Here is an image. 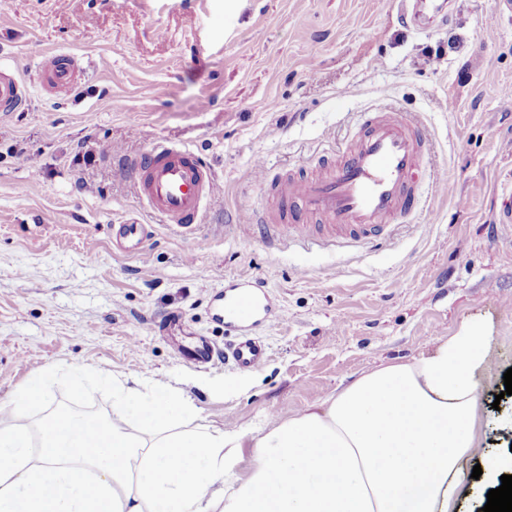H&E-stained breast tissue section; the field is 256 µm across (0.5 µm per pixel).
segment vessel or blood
Listing matches in <instances>:
<instances>
[{"mask_svg": "<svg viewBox=\"0 0 512 512\" xmlns=\"http://www.w3.org/2000/svg\"><path fill=\"white\" fill-rule=\"evenodd\" d=\"M43 87L59 94L75 88V59L65 52L45 53L38 64ZM26 100V88L17 71L0 70V114L9 115ZM428 143L422 129L403 111L375 108L365 113L353 144L336 163L318 175L288 173L269 181L265 163H258L254 178L270 191L278 210L302 204L324 218L323 227L312 224H278L273 214L244 212L243 222L261 224L267 238L281 232L311 242L333 241L346 245L380 244L391 224L411 214L423 194L415 174L424 164ZM141 200L166 223L191 227L205 202L216 192L208 162L200 155L163 140L152 141L141 156L123 161ZM147 231L142 224H118L112 236L125 251H139ZM270 308L266 286L255 279H238L224 294V325L237 329V339L218 348L200 337L189 358L207 365L224 359L242 371L259 369L267 359L265 344L250 336L253 327L279 321Z\"/></svg>", "mask_w": 512, "mask_h": 512, "instance_id": "b4317fda", "label": "vessel or blood"}]
</instances>
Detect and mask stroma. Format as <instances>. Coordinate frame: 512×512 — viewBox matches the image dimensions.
I'll return each instance as SVG.
<instances>
[{
	"mask_svg": "<svg viewBox=\"0 0 512 512\" xmlns=\"http://www.w3.org/2000/svg\"><path fill=\"white\" fill-rule=\"evenodd\" d=\"M0 0V67L18 69L24 111L0 119V405L39 371L159 378L204 423L287 419L318 397L413 360L463 323L486 329L476 373L477 449L458 465L457 512H475V465L512 464V0H450L445 20L407 25L400 0ZM78 60L67 96L40 85L42 54ZM424 128L422 197L383 247L285 240L267 247L243 208L275 209L255 182L328 167L371 108ZM160 138L197 152L218 184L192 231L141 201L109 154ZM147 225L141 252L116 224ZM262 280L286 321L254 335L268 357L243 372L173 349L231 343L229 281ZM53 403L107 414L112 396L60 380Z\"/></svg>",
	"mask_w": 512,
	"mask_h": 512,
	"instance_id": "stroma-1",
	"label": "stroma"
}]
</instances>
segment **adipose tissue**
I'll return each instance as SVG.
<instances>
[{"instance_id": "adipose-tissue-1", "label": "adipose tissue", "mask_w": 512, "mask_h": 512, "mask_svg": "<svg viewBox=\"0 0 512 512\" xmlns=\"http://www.w3.org/2000/svg\"><path fill=\"white\" fill-rule=\"evenodd\" d=\"M485 335L464 323L250 431L201 423L184 391L136 377L99 376L112 412L91 418L50 405L56 374L39 372L0 420V512H456Z\"/></svg>"}]
</instances>
